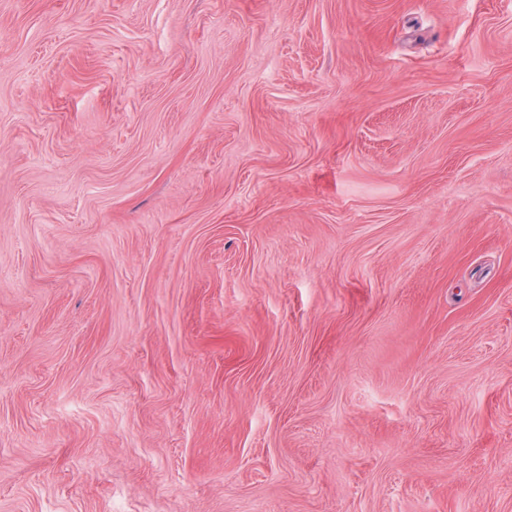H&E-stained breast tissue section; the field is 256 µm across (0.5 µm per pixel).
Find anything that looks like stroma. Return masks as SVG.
I'll return each instance as SVG.
<instances>
[{
    "instance_id": "1",
    "label": "stroma",
    "mask_w": 512,
    "mask_h": 512,
    "mask_svg": "<svg viewBox=\"0 0 512 512\" xmlns=\"http://www.w3.org/2000/svg\"><path fill=\"white\" fill-rule=\"evenodd\" d=\"M0 512H512V0H0Z\"/></svg>"
}]
</instances>
